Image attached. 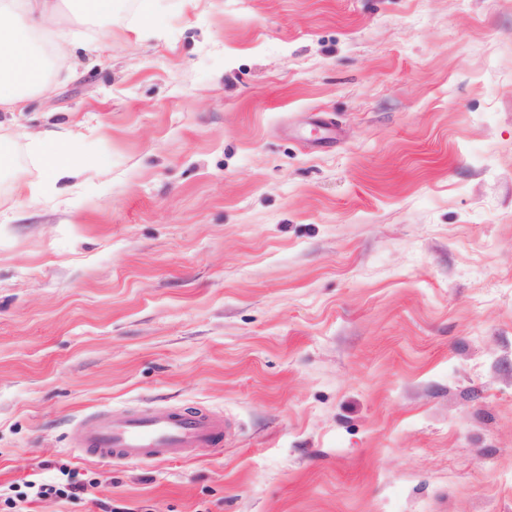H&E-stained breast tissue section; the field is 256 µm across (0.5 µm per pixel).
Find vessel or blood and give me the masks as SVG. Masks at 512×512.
Wrapping results in <instances>:
<instances>
[{"instance_id": "1", "label": "vessel or blood", "mask_w": 512, "mask_h": 512, "mask_svg": "<svg viewBox=\"0 0 512 512\" xmlns=\"http://www.w3.org/2000/svg\"><path fill=\"white\" fill-rule=\"evenodd\" d=\"M228 434L221 416L160 407L116 420L99 414L78 423L73 449L110 461H170L188 457L197 448L220 449Z\"/></svg>"}]
</instances>
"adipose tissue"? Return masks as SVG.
I'll return each mask as SVG.
<instances>
[{
    "mask_svg": "<svg viewBox=\"0 0 512 512\" xmlns=\"http://www.w3.org/2000/svg\"><path fill=\"white\" fill-rule=\"evenodd\" d=\"M76 0H0V112H22L32 95L51 90L52 60L73 59V39L63 22ZM31 151L53 184H67L81 168L75 136L45 131L32 136Z\"/></svg>",
    "mask_w": 512,
    "mask_h": 512,
    "instance_id": "ef3b65f1",
    "label": "adipose tissue"
}]
</instances>
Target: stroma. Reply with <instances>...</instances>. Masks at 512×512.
I'll return each instance as SVG.
<instances>
[{
  "label": "stroma",
  "instance_id": "1",
  "mask_svg": "<svg viewBox=\"0 0 512 512\" xmlns=\"http://www.w3.org/2000/svg\"><path fill=\"white\" fill-rule=\"evenodd\" d=\"M0 113V486L31 512H512V0H112ZM150 30H143V23ZM80 134L60 192L31 134ZM217 413L115 464L73 425ZM228 434L221 416L160 407L123 419L98 414L80 422L69 450L111 462L170 461L187 458L195 448L219 450ZM64 475L67 476L64 482H26V486L32 490L31 493L7 495L3 500L5 508H2V494L0 493L1 511L29 512L27 504L33 500L76 498L80 493L88 494V488L95 485L93 482H86L80 478L77 470H69Z\"/></svg>",
  "mask_w": 512,
  "mask_h": 512
}]
</instances>
